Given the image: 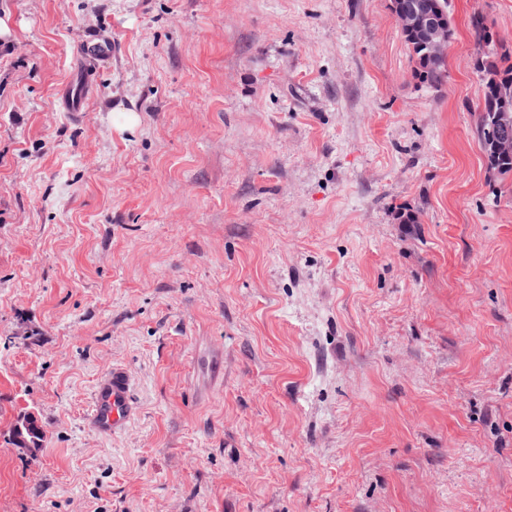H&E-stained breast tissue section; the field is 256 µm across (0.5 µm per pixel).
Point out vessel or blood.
Returning a JSON list of instances; mask_svg holds the SVG:
<instances>
[{
	"label": "vessel or blood",
	"instance_id": "b4317fda",
	"mask_svg": "<svg viewBox=\"0 0 512 512\" xmlns=\"http://www.w3.org/2000/svg\"><path fill=\"white\" fill-rule=\"evenodd\" d=\"M114 42L107 39L87 40L79 47L80 56L105 60L114 55ZM132 383L127 372L119 367L94 391L89 404V417L95 426L105 432L118 433L135 415L131 400Z\"/></svg>",
	"mask_w": 512,
	"mask_h": 512
}]
</instances>
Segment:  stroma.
Masks as SVG:
<instances>
[{"mask_svg": "<svg viewBox=\"0 0 512 512\" xmlns=\"http://www.w3.org/2000/svg\"><path fill=\"white\" fill-rule=\"evenodd\" d=\"M448 12L434 88L390 0H0V512H512V0ZM404 42L415 61L414 75L431 87H440L448 79V65L445 57L429 58L423 55L417 37L410 33H401ZM115 43L109 39L87 40L81 43L79 55L93 60H107L115 55ZM512 54L502 53L499 56L486 55L481 60V69L484 72L483 99L477 115L476 130L479 141L482 144L487 158L489 171L494 175H512V154H496L492 150L493 142L495 148L504 153H512V118L509 124L508 112L512 116ZM503 93L509 97L510 107L508 112L501 111L500 98ZM498 112H502L501 123L503 130L499 134ZM499 134V136H498ZM498 137V138H497ZM132 383L123 368L112 373L94 391L89 404V418L95 426L115 435L135 415L131 400ZM14 442L21 448H38L43 440V430L32 418L28 417L17 419L11 430ZM22 438L23 443L18 440Z\"/></svg>", "mask_w": 512, "mask_h": 512, "instance_id": "obj_1", "label": "stroma"}]
</instances>
